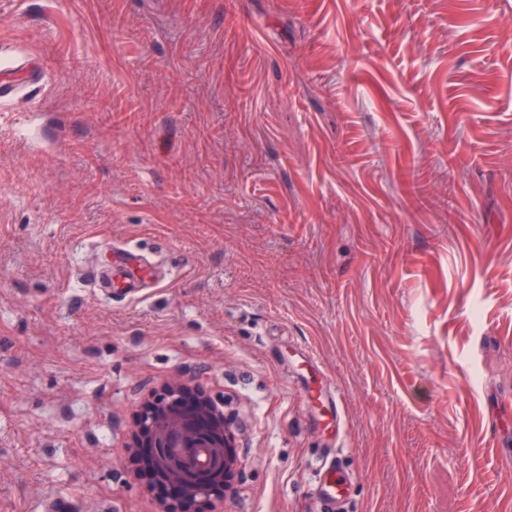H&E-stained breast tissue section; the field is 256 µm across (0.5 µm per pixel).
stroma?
Returning <instances> with one entry per match:
<instances>
[{"mask_svg": "<svg viewBox=\"0 0 512 512\" xmlns=\"http://www.w3.org/2000/svg\"><path fill=\"white\" fill-rule=\"evenodd\" d=\"M0 512H148L155 378L235 414L233 512H512V0H0ZM160 259L142 298L81 281ZM342 400L333 428L300 354ZM34 65L29 61L21 64L0 67V98L10 94L22 85L31 75ZM317 470V478L311 489L309 499L312 512H346V505L354 483V476L343 466L336 450L326 451Z\"/></svg>", "mask_w": 512, "mask_h": 512, "instance_id": "obj_1", "label": "stroma"}]
</instances>
